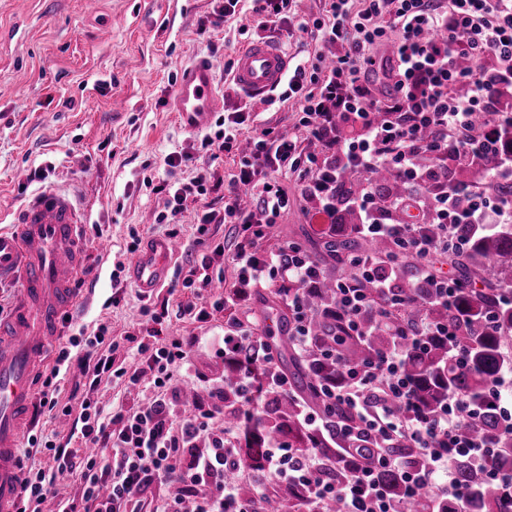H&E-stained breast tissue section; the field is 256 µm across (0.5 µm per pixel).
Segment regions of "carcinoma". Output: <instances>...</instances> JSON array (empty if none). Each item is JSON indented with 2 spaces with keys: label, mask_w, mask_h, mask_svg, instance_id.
Here are the masks:
<instances>
[{
  "label": "carcinoma",
  "mask_w": 512,
  "mask_h": 512,
  "mask_svg": "<svg viewBox=\"0 0 512 512\" xmlns=\"http://www.w3.org/2000/svg\"><path fill=\"white\" fill-rule=\"evenodd\" d=\"M499 160V154L487 153L479 156L471 166H454L450 170L451 181L460 187L481 186L504 198L511 197L512 183L486 181ZM374 183L381 198L400 192L397 181L386 172L375 176ZM341 218L343 227L333 224L321 235L320 247L330 257L346 253L368 255L391 248L388 242L375 243L364 238L358 231L355 213L345 211ZM459 235L465 240L466 247L448 252V265L461 284L454 306V320L462 335L457 343L429 340L423 346L408 348L407 363L414 399L431 411L440 406L448 393L458 392L480 405L482 414L478 428L495 448L494 454L484 461V468L512 470V434L502 432L490 395L494 378L512 368V358L503 352L504 346L512 344V302L508 300L512 296V226L493 228L463 224ZM387 276L394 289L411 301L400 318L404 327L415 326L426 315L445 317L444 310L417 288L410 264L402 262L393 266ZM478 281L483 287H475ZM335 293V279L325 276L308 296V301L313 306L325 308L333 304ZM311 332L316 355L293 358L295 371L291 380L299 393L297 397L266 389L263 386L266 370L251 362L248 355L224 358V416L239 429L240 457L248 465L258 467L257 450L267 447L269 440L282 436L296 448H316L330 458L334 477L343 482L350 477V471L334 441L308 429L300 418L303 406H323L320 385L324 381H336L344 376L334 361L325 358V353L338 350L347 363L357 364L394 344L407 348L406 338L394 330L378 329L366 339L348 336L346 342L339 345L336 343V319L329 316L314 321ZM247 369L257 375L256 394L264 399V406L258 413L244 418L238 384L242 372ZM455 472L457 481L467 490V498L448 500L441 506L442 512H509L512 508L504 488L485 479L482 471L475 469L468 460L456 458ZM382 480L395 498H405L398 474L385 473ZM298 498L294 489L288 492L277 490L267 500L265 510L284 512L288 501Z\"/></svg>",
  "instance_id": "obj_1"
}]
</instances>
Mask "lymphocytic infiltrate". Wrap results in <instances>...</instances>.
Returning a JSON list of instances; mask_svg holds the SVG:
<instances>
[{
	"mask_svg": "<svg viewBox=\"0 0 512 512\" xmlns=\"http://www.w3.org/2000/svg\"><path fill=\"white\" fill-rule=\"evenodd\" d=\"M257 28L285 34L299 44L314 43L312 66L289 68L267 104L296 101L303 114L308 141L318 142L325 155L302 149L294 137L274 136L262 130L252 141L236 173L223 178L200 171L186 182L163 180L155 194L165 206L155 217L159 224L179 223L187 198L201 204L195 224L199 235L210 225H238L234 261L236 283L227 298L211 299L206 290L224 273V245L209 243L206 252L189 261L183 277L192 295L177 306L179 318L205 322L226 307L248 312L258 289L295 285L284 300L292 316L290 330L299 351L312 347L309 329L318 308L306 300L308 289L321 276L318 266L294 242L266 252L258 247L266 231L288 208V196L274 178L291 168L298 173L304 199L316 220L334 223L344 209L356 211L361 233L392 243L391 251L350 257L353 279L336 282L335 305L330 312L344 335L368 336L366 316H376L390 329L406 308L407 298L396 294L385 274L403 259H412L423 293L444 309H451L459 292L456 279L435 270L430 258L440 250L462 248L457 229L462 224H512V201L482 189H458L448 183L449 164L467 165L483 148L500 152L492 181L512 179V150L503 148L512 131V113L501 107L499 93L512 84V0H324L325 18L317 23L294 20L291 0H252ZM391 44L390 66L379 69L377 49ZM469 67H461L460 57ZM383 72L390 91L376 89L370 74ZM249 102L225 113L214 134L204 135L205 152L231 151L238 131L254 124ZM391 173L404 191L378 199L371 178ZM230 187V196L216 203L215 193ZM246 187L248 201L237 190ZM412 205L427 216L426 225L403 224L396 214ZM158 332L142 329L128 335L131 355L138 365L128 373L130 384L149 378L154 396L147 404L112 412L92 394L111 380L112 327L101 324L86 340L69 337L60 346L40 392L39 405L49 417L72 416L66 438L45 441L54 465L26 469L20 483L16 512H31L46 498H55L58 512H143L141 498L155 482H174L177 494L166 497L162 512H263L269 483L301 490V512H326L339 501L342 512H400L383 481V472L398 473L407 496L427 491L429 502L463 499L451 467L456 457L478 464L491 453L479 435L465 432L476 422L479 408L452 394L437 412L424 411L413 399L405 354L392 347L345 368L342 384H324L325 406L302 413L309 429L349 444L371 439L374 457H353L351 476L331 480L318 450L298 451L287 441L273 439L264 450L265 463L250 469V495H242L225 471L241 469L237 429L225 425L223 402L195 405L180 421L170 418V395L176 394L177 373L190 355L178 338L157 345ZM248 352L255 362L274 366L275 357L259 326L240 318L224 327V353ZM79 367L89 393L78 406L60 405L62 383L71 367ZM347 416L331 419L330 408ZM208 448L196 452L197 442ZM412 449L423 457L421 466H409L393 447ZM79 484L77 493L60 487L61 474Z\"/></svg>",
	"mask_w": 512,
	"mask_h": 512,
	"instance_id": "f902f5d3",
	"label": "lymphocytic infiltrate"
}]
</instances>
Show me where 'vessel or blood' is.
<instances>
[{"instance_id": "1", "label": "vessel or blood", "mask_w": 512, "mask_h": 512, "mask_svg": "<svg viewBox=\"0 0 512 512\" xmlns=\"http://www.w3.org/2000/svg\"><path fill=\"white\" fill-rule=\"evenodd\" d=\"M288 62L276 42L259 40L239 52L234 80L261 99L282 81ZM220 102L206 64L182 71L174 110L185 127H205ZM87 221L69 195L49 187L22 207L15 229L0 230V283L17 279L22 284L19 304L0 321V512H14L23 477L19 447L32 420L37 367L60 333L62 315L77 302L72 284L82 265V226ZM179 251L177 240H150L129 261L131 281L145 294L160 287Z\"/></svg>"}]
</instances>
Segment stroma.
<instances>
[{
    "label": "stroma",
    "instance_id": "obj_1",
    "mask_svg": "<svg viewBox=\"0 0 512 512\" xmlns=\"http://www.w3.org/2000/svg\"><path fill=\"white\" fill-rule=\"evenodd\" d=\"M213 6V0H99L92 12L85 0H0V84L12 88L0 100V228H9L43 186L69 193L102 236L84 240L79 306L64 336L76 327L91 336L107 322L118 339L136 332L143 309H150L163 335L179 337L194 352L181 390L204 396L224 387V323L233 310L192 323L167 312L190 289L165 285L144 295L125 273L117 285L109 278L94 289L88 283L125 261L131 231L145 241L166 237L169 225L154 221L164 200L151 181L170 173L186 181L203 168L226 175L239 164L234 152L214 157L194 150L193 130L171 110L181 68L203 61L224 79L238 53L260 38L246 8L207 26ZM105 26L112 29L107 41L98 36ZM116 97L125 99V111H113ZM185 151L190 160L168 169L166 156ZM36 170L43 181L32 180ZM277 180L290 206L260 246L271 251L290 241L310 248L323 226L309 213L295 174Z\"/></svg>",
    "mask_w": 512,
    "mask_h": 512
}]
</instances>
